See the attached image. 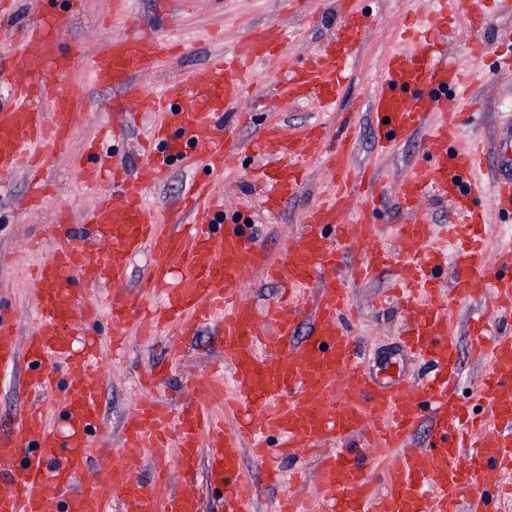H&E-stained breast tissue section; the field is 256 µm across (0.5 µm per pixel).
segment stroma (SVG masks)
<instances>
[{"instance_id": "obj_1", "label": "stroma", "mask_w": 512, "mask_h": 512, "mask_svg": "<svg viewBox=\"0 0 512 512\" xmlns=\"http://www.w3.org/2000/svg\"><path fill=\"white\" fill-rule=\"evenodd\" d=\"M156 0H130L131 21L112 17V0H81L72 9L71 0H14L8 13H0V42L21 29L45 18L60 20V49L91 50L97 43L131 33L133 24L172 31L191 46L190 54L179 57L148 78L153 91L204 65L214 54L224 51L243 37L247 24H278L290 38V48L297 65H304L311 54L336 36V0H305L301 13L285 14L281 0H198L181 11L175 19H167L155 8ZM359 6L372 20L368 37L355 52L349 78L335 112H319L314 95L270 111L255 109L249 120H241L232 112L225 113V125L235 127L238 144L229 165L219 177H211L205 159L194 168H174L167 180L153 187L150 203L164 206L179 196L184 185L195 179L214 178L215 188L222 192L225 220L244 219L252 226L255 237L272 254L300 230L306 209L316 203L328 188L321 161H312L308 178L300 193L271 214L257 207L263 187L253 179L261 159L253 144L260 130L270 121L279 120L294 126L322 121L329 136L342 133L340 115L352 112L355 121L350 161L354 170L373 166L379 178L378 188L390 191L395 182L428 163L421 137L400 143L394 150L380 154L373 145V117L368 110L372 93L388 54L399 47L398 26L408 17L424 14L430 0H359ZM448 55L462 69L471 73L473 94L481 110L464 123L462 139L480 138L486 147L495 144L498 129L512 125V75L498 72L493 58L477 60L462 43L449 42ZM77 81L90 99L89 107L79 115L72 133L70 148L53 163L48 178L53 186L41 209L27 207L31 191L27 173L18 172L0 178V309L12 316L20 333H27L33 323V305L27 278L21 268L29 257L23 251L27 237L37 234L42 225L53 223L58 209H66L73 226H80L85 211L95 203L92 194L79 185L72 167L74 155L82 153L86 144L113 121L112 95L95 87L85 76ZM483 235L491 273H498L500 259L512 251V215L488 211ZM385 281L369 284L353 283L349 292L358 305V317L351 330L373 369H388L390 376L414 383L426 373L423 362L401 356L399 347L400 315L393 304L381 303ZM107 322L94 325L92 333L103 342L102 372L106 378L103 397V420L98 438L117 442L123 419L135 399L137 373L149 365L170 370L169 380L161 389L162 396H180L185 377L209 370L218 360L217 338L210 329H202L184 348H177L172 337L160 336L147 343L132 335L124 359L113 361L108 340ZM393 368H386V361Z\"/></svg>"}]
</instances>
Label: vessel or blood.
I'll list each match as a JSON object with an SVG mask.
<instances>
[{
  "instance_id": "obj_1",
  "label": "vessel or blood",
  "mask_w": 512,
  "mask_h": 512,
  "mask_svg": "<svg viewBox=\"0 0 512 512\" xmlns=\"http://www.w3.org/2000/svg\"><path fill=\"white\" fill-rule=\"evenodd\" d=\"M336 11L334 44L304 66L292 64L277 28L258 27L160 97L144 77L186 51L168 34L135 32L88 55L64 54L57 25L42 22L22 45L0 44V76L10 89L9 103L0 105L2 176L24 168L40 178L67 148L76 116L89 105L71 82L77 69L117 94L120 128L139 122L141 105L157 114L136 169L118 159L107 170L91 155L76 159L79 181L99 197L85 216L95 242L74 244L64 218L46 226L32 245L40 258L29 273L31 330L20 335L15 320L0 314V374L18 375L31 397L0 433V512H111L115 503L120 512H203L206 482L223 488L224 512H255L260 484L279 478L271 460L312 453L318 456L312 487L288 491L276 512H500L512 496L504 484L512 472V336L485 319L472 322L470 352L488 369L471 407L459 397V342L448 316L454 302L487 297L499 319H512V271L489 281L479 232L486 207L512 213V175L497 178L493 196L485 197L476 178L484 153L460 138V111L470 105L465 77L446 51L464 27L472 34L468 51L484 57L483 11L464 9L463 0H434L431 13L403 31L404 50L385 61L370 104L375 146L385 152L419 135L429 160L395 186L407 214L396 246L375 242L378 230L368 217L385 198L374 176L354 174L352 136L330 143L320 122L291 128L272 121L258 137L264 209L277 210L299 193L313 159H323L332 186L307 210L302 235L276 256L249 225L217 223L224 206L211 183L189 184L163 216L147 201L171 166H191L196 152L206 154L212 170H223L232 131L215 117L238 110L254 62L275 63L282 101L314 91L321 111H335L353 53L371 28L355 0H336ZM48 74L58 83L50 96L43 88ZM435 112L440 119L433 123ZM172 128L178 139H170ZM431 193L449 204L454 255L430 244L433 221L424 199ZM345 244L358 249L347 277L340 257ZM144 251L152 262L139 288H127L130 262ZM446 269L456 283L449 290L438 281ZM261 276L281 286L262 308L244 297ZM383 276L400 293L404 353L433 370L417 385L380 379L349 327L354 305L345 280ZM102 284L112 292L101 302L90 290ZM105 311L116 351L133 330L145 340L162 330L189 340L214 325L230 380L217 372L198 377L201 398L175 409L152 396L163 373L146 371L118 448H102L96 433L106 379L89 329ZM62 364L68 368L63 381L56 375ZM423 427L425 443L410 447ZM352 436L363 455L329 450V443ZM249 457L262 467L263 483L244 478ZM145 458L153 463L146 477L137 469ZM371 462L386 466L383 487L367 476ZM174 469L181 474L175 485L169 482Z\"/></svg>"
}]
</instances>
